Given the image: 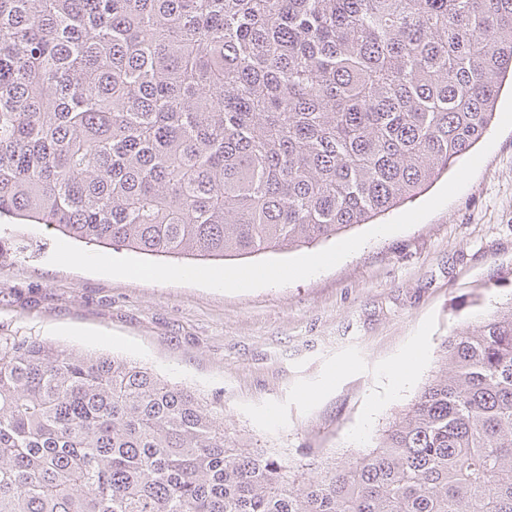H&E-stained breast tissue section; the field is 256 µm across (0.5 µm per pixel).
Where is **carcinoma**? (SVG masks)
<instances>
[{"label":"carcinoma","instance_id":"cac0c4a2","mask_svg":"<svg viewBox=\"0 0 512 512\" xmlns=\"http://www.w3.org/2000/svg\"><path fill=\"white\" fill-rule=\"evenodd\" d=\"M509 74L512 0H0V217L307 247L430 186ZM441 347L372 451L302 477L144 365L0 345V512H512V299Z\"/></svg>","mask_w":512,"mask_h":512}]
</instances>
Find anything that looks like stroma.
<instances>
[{
    "instance_id": "obj_1",
    "label": "stroma",
    "mask_w": 512,
    "mask_h": 512,
    "mask_svg": "<svg viewBox=\"0 0 512 512\" xmlns=\"http://www.w3.org/2000/svg\"><path fill=\"white\" fill-rule=\"evenodd\" d=\"M56 233L0 218V342L117 355L193 390L224 436L297 465L375 447L437 369L440 345L512 299V129L469 184L330 270L225 293L50 264ZM408 384L393 371L411 349Z\"/></svg>"
}]
</instances>
